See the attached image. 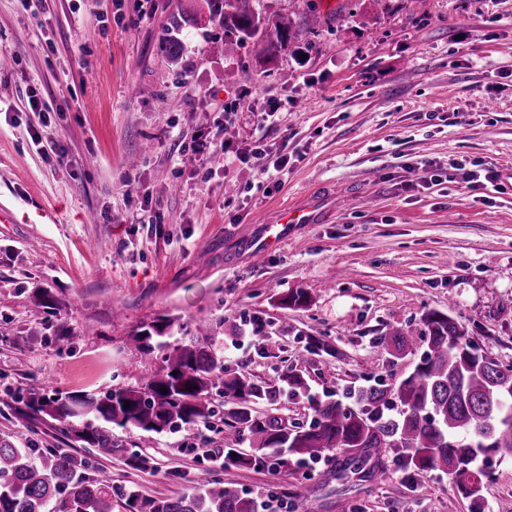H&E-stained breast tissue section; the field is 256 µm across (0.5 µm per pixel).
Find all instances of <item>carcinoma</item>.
<instances>
[{
  "mask_svg": "<svg viewBox=\"0 0 512 512\" xmlns=\"http://www.w3.org/2000/svg\"><path fill=\"white\" fill-rule=\"evenodd\" d=\"M224 0V27L244 38L264 37V22L248 8V0ZM414 332L395 328L384 336L391 353H402L419 341L427 350L413 372L389 389L371 387L358 393L359 409L340 401L318 402L313 422L299 430L275 415H256L253 405L271 401L275 391L240 376H224V366L208 345H176L165 355L166 366L136 385L104 395L80 393L51 397L29 386L4 395L27 412L48 416L82 448L107 458L118 451L112 425L146 433L194 430L214 413L209 389L224 393V463L256 467L275 456L319 458L345 450L369 458L380 448H400L413 470H440L452 476L465 497L477 500L489 474L477 466L481 457L512 456V365L502 366L478 353L466 332L451 317L429 311ZM169 323L157 321L132 335L146 356L166 346ZM166 392H160L161 388ZM131 402L125 408V402ZM249 434L251 453L235 448L240 433ZM23 434L0 437V512H112V491L104 480L84 472L81 458L54 452L37 467ZM128 512H256L253 501L208 480L177 497H145L135 487L124 493Z\"/></svg>",
  "mask_w": 512,
  "mask_h": 512,
  "instance_id": "obj_1",
  "label": "carcinoma"
}]
</instances>
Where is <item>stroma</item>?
<instances>
[{
  "mask_svg": "<svg viewBox=\"0 0 512 512\" xmlns=\"http://www.w3.org/2000/svg\"><path fill=\"white\" fill-rule=\"evenodd\" d=\"M308 1L249 0L295 30L263 67V42L225 43L205 0H0V209L14 215L0 223V391L137 384L164 361L145 360L131 333L160 319L170 344L213 345L228 373L274 388L255 409L288 423H312L310 397L351 405L405 378L426 344L395 356L381 339L428 311L512 365V183L462 180L474 162L512 167V0H341L329 19ZM34 93L48 111H31ZM197 139L205 152L183 153ZM277 154L288 163L267 174ZM318 185L336 194L333 216L253 255L254 219ZM296 291L308 305L283 307ZM58 321L71 338L55 336ZM291 373L308 396L289 390ZM209 398L215 414L195 434L116 426L118 453L77 449L111 485L112 512H126L127 487L175 496L206 471L282 506L308 484L309 512H512V456L479 459L490 478L475 501L395 448L345 481L340 451L307 474L220 468L224 396ZM17 432L39 452L69 445L57 421L0 403V435Z\"/></svg>",
  "mask_w": 512,
  "mask_h": 512,
  "instance_id": "35a3bbf8",
  "label": "stroma"
}]
</instances>
